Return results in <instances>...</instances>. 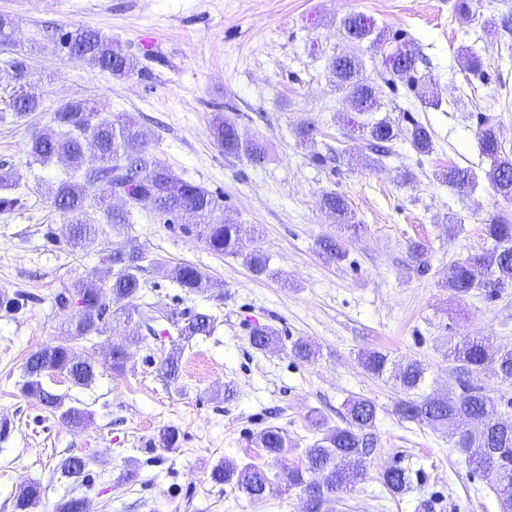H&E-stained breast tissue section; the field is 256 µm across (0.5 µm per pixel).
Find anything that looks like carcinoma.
<instances>
[{"mask_svg": "<svg viewBox=\"0 0 512 512\" xmlns=\"http://www.w3.org/2000/svg\"><path fill=\"white\" fill-rule=\"evenodd\" d=\"M342 36L353 45V51L334 56L329 69L335 79L336 91L355 112L371 115L381 111L384 103L378 96L376 85L366 74L362 54L357 48L369 41H385V31L376 30L374 22L360 13L346 15L340 23ZM393 45L381 61L380 77L394 87L403 83L411 88L419 82L417 74L422 59L407 46L400 35L390 38ZM69 56L91 64L114 78H128L141 73L138 59L120 43L112 41L90 29L68 31L60 36ZM7 78L16 81L27 75V58L15 57L7 62ZM9 107L19 118L38 111L39 101L32 97L25 101L11 99ZM52 121L60 129V135L50 138L31 135L26 147L29 155L47 162L63 155L68 158L71 173L58 183L54 206L69 218L71 233L69 242L83 246L95 241L99 228L83 220L88 207L103 205L107 223L127 224L130 208L145 199H155L162 213L179 222L192 226L196 236L210 250L240 257L256 275L268 272V257L258 251H248L242 225L224 218V205L219 196L206 188L179 177L166 163L152 156L147 131L134 117L110 120L102 116L101 104L88 99H72L60 105L52 113ZM366 130L364 158L377 163L394 153L396 140L404 139L419 154H427L433 148L430 130L418 121L402 128L388 117L370 119L360 125ZM210 131L217 144L226 154L243 155L251 163L260 165L267 158L266 144L258 139L240 136L237 124L216 113L210 122ZM92 135L97 141L96 164L86 162L84 140ZM479 148L491 161L486 177L494 190L504 198L512 199V157L503 151L500 131L488 118L480 119ZM443 181L463 194L473 190L475 177L468 168L450 166L441 173ZM125 190L127 206L112 205V189ZM0 212H9L20 205V198L7 194L11 190V177L0 173ZM322 207L346 229L357 231L360 225L352 223V212L346 198L339 193L323 196ZM483 232L491 240L492 247L468 256L448 270V288L459 296L481 289L486 296H494L505 285H512V224L505 219L493 220L484 225ZM319 247L330 262H342L347 251L337 241L322 239ZM143 256L134 248H114L102 258L98 283L76 280L53 296L59 308L69 306L71 297L79 298V310L73 313L67 335L73 341L108 332L114 312L110 303L127 301L122 314L126 322L138 317L146 330L153 334V324L167 321L180 338L188 341L196 336H209L214 330L217 316L208 311H177L140 309L137 299L142 288L139 273ZM167 275L187 293H203L210 289L209 277L191 264L170 268ZM32 297L29 293L15 290L0 291V311L18 314ZM142 336H130L126 343L112 348V370L124 369L131 347L138 348ZM278 341L275 329L264 326L255 329L250 342L254 349L265 351ZM291 355L303 362L312 363L319 356V349L312 343L297 338L291 343ZM448 356L459 363L465 378L459 381V392L437 396L411 397L425 382L421 363L413 360L394 370H388L389 357L381 351H367L361 355V365L371 375L382 377L393 373V379L405 397L396 401L394 413L402 420L414 422L434 431L448 432L459 452L465 455L473 469L483 471L495 465L512 474V416L502 417L499 403L473 381L488 363L496 364V374L503 381H512V349L492 350L485 338L463 337L449 348ZM159 370L170 383L179 377V354L170 353L161 361ZM59 373L67 377L73 386L87 387L95 379L96 372L91 360L79 354L69 343L46 345L31 353L25 363V392L35 397L53 413L74 427L87 422L91 413L83 408L66 404L65 396L44 388L42 378L47 373ZM343 425L328 429L306 451L303 467L284 472V482L290 488L305 493L304 512H332L328 505L351 493L362 480L367 457L376 448L373 432L377 419V406L367 398L354 397L346 401ZM256 444L269 456L278 458L288 448L287 433L279 426H267L257 437ZM180 445V431L167 426L160 432L158 447L163 451ZM89 461L79 455H69L59 464L61 475L81 487L89 481ZM210 479L217 485H232L248 497L264 498L273 493L274 484L267 473L253 465L240 464L224 458L211 469ZM381 481L392 493L406 489L410 479L406 470L389 467L381 473ZM44 488L38 482L23 486L14 503V512H30L40 500Z\"/></svg>", "mask_w": 512, "mask_h": 512, "instance_id": "cac0c4a2", "label": "carcinoma"}]
</instances>
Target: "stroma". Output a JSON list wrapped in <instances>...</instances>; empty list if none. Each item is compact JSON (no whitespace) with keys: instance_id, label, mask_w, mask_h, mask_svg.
<instances>
[{"instance_id":"obj_1","label":"stroma","mask_w":512,"mask_h":512,"mask_svg":"<svg viewBox=\"0 0 512 512\" xmlns=\"http://www.w3.org/2000/svg\"><path fill=\"white\" fill-rule=\"evenodd\" d=\"M457 0H0V13L16 23L0 45V169L10 172L19 207L0 213V290H22L34 300L16 315L0 312V512H13L14 496L29 481L45 492L33 512H56L78 491L90 512H302L300 490L260 500L237 488L213 485L211 467L230 458L269 473L305 463L319 436L308 419L317 414L340 424L345 402L360 396L378 407L377 451L367 473L336 512H500L496 475L475 472L447 434L404 421L392 406L401 392L386 377L369 375L358 355L385 352L393 361L416 360L426 369L422 394L458 388L448 349L460 337L478 336L512 348V286L496 297L475 290L457 297L446 285L450 265L486 248L483 227L500 217L512 222V199L496 194L486 178L489 160L478 146L479 115L490 112L512 155V33L490 27L512 11V0H468L469 21ZM371 17L377 28L401 33L419 51L423 89L437 94L432 108L420 92L382 87L393 119L428 126L433 150L417 154L409 143L376 164L351 161L362 150L352 137L346 107L332 84L328 62L348 45L339 32L347 14ZM90 28L135 54L142 74L116 79L72 60L61 33ZM484 62L483 77L464 68V52ZM28 55L26 84L40 100L29 117L9 108L13 92L6 63ZM88 97L105 102V117L134 116L151 135L154 156L181 178L220 193L224 215L244 225L248 246L270 258L267 275L255 276L241 259L210 251L181 225L164 223L151 205L132 210L129 223L110 225L98 207L88 210L100 227L93 244L72 247L68 219L53 204L68 164L33 161L24 148L32 131L57 134L51 114L62 103ZM225 112L241 133L264 141L266 161L224 154L211 135L214 113ZM315 125L301 143L300 124ZM472 169L476 186L466 195L442 182L448 166ZM346 196L358 234L322 210L324 194ZM55 241H48L47 232ZM331 236L348 252L326 263L317 241ZM421 243L423 262L408 245ZM143 256L141 302L160 309H207L217 314L209 336L180 339L167 331L134 350L123 372H113L111 349L142 333L138 322L111 323L106 335L78 343L96 379L88 388L63 376L45 379L47 390L68 395L91 411L72 428L22 391L29 354L67 339L70 313L51 297L76 279H94L101 258L116 246ZM197 266L213 290L187 294L165 267ZM270 326L278 347H251L249 332ZM303 337L320 349L315 364L290 354ZM180 352L178 387L159 366ZM237 396L225 401V384ZM168 425L179 428L172 452L152 447ZM284 428L292 443L280 459L257 448L262 428ZM91 462L90 486L73 488L61 477L62 457ZM405 469L408 489L393 495L381 472ZM135 480H124L127 470Z\"/></svg>"}]
</instances>
